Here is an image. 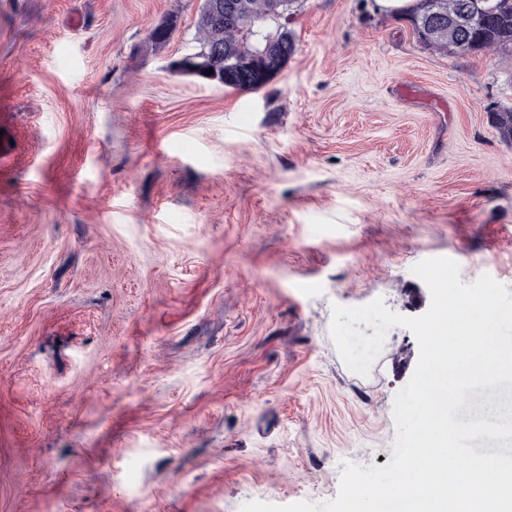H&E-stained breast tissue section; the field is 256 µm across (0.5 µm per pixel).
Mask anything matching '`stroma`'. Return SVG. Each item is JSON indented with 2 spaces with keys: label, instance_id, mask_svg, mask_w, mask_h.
Returning <instances> with one entry per match:
<instances>
[{
  "label": "stroma",
  "instance_id": "stroma-1",
  "mask_svg": "<svg viewBox=\"0 0 512 512\" xmlns=\"http://www.w3.org/2000/svg\"><path fill=\"white\" fill-rule=\"evenodd\" d=\"M198 0H0V512H240L386 466L419 344L367 375L333 305L512 292V60L304 0L256 91L183 76ZM170 43L145 49L168 15Z\"/></svg>",
  "mask_w": 512,
  "mask_h": 512
}]
</instances>
